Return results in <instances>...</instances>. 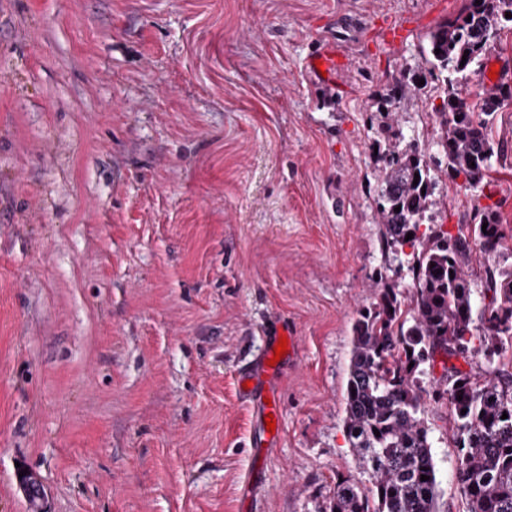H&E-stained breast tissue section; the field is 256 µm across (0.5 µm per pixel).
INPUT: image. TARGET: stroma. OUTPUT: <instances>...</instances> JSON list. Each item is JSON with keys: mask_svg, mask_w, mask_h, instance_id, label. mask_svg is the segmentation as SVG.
<instances>
[{"mask_svg": "<svg viewBox=\"0 0 512 512\" xmlns=\"http://www.w3.org/2000/svg\"><path fill=\"white\" fill-rule=\"evenodd\" d=\"M463 0H0V512H323L372 485L344 428L352 327L379 246L378 95ZM335 47L332 80L306 68ZM429 79L393 111L439 152ZM483 198L431 175L451 231L512 227V103ZM301 341L283 430L255 457L235 373L262 326ZM439 512H467L449 403L432 404Z\"/></svg>", "mask_w": 512, "mask_h": 512, "instance_id": "35a3bbf8", "label": "stroma"}]
</instances>
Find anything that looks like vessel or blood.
Segmentation results:
<instances>
[{"label": "vessel or blood", "mask_w": 512, "mask_h": 512, "mask_svg": "<svg viewBox=\"0 0 512 512\" xmlns=\"http://www.w3.org/2000/svg\"><path fill=\"white\" fill-rule=\"evenodd\" d=\"M283 336L289 340L284 359L288 362L295 361L299 354V340L288 325L275 320L264 328L262 347L252 364L236 374V381L241 385L240 398L252 406L258 420L261 421L269 415L277 419L282 416L280 403L281 369L277 366H270L269 361L274 353L275 345Z\"/></svg>", "instance_id": "1"}]
</instances>
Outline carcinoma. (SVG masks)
Returning a JSON list of instances; mask_svg holds the SVG:
<instances>
[{"label": "carcinoma", "instance_id": "carcinoma-1", "mask_svg": "<svg viewBox=\"0 0 512 512\" xmlns=\"http://www.w3.org/2000/svg\"><path fill=\"white\" fill-rule=\"evenodd\" d=\"M512 15V0H465L460 12L433 31L425 52L431 68L395 80L380 95L376 157L381 163L377 205L383 251L405 255L416 288L396 283L357 312L345 389L344 428L372 486L342 482L325 512H437L436 465L425 400L451 405L458 449L457 479L468 512H512V372L497 361L512 350V247L496 208L478 209L479 222L456 234L423 224L441 201L430 164H445L471 195H484L498 152L493 121L512 88H467ZM441 53H436L435 49ZM445 73L446 97L435 111L443 135L440 157L406 141L390 107L415 95L434 69ZM419 181H414V178ZM400 211H394V208ZM413 238L408 240V233ZM411 252L404 253V248ZM484 260L486 302L475 303L468 271ZM481 358V373L444 367L442 383L426 389L436 356ZM462 400H457V397ZM507 418H502V415ZM380 435H375L374 431ZM428 480H421V476Z\"/></svg>", "mask_w": 512, "mask_h": 512}]
</instances>
